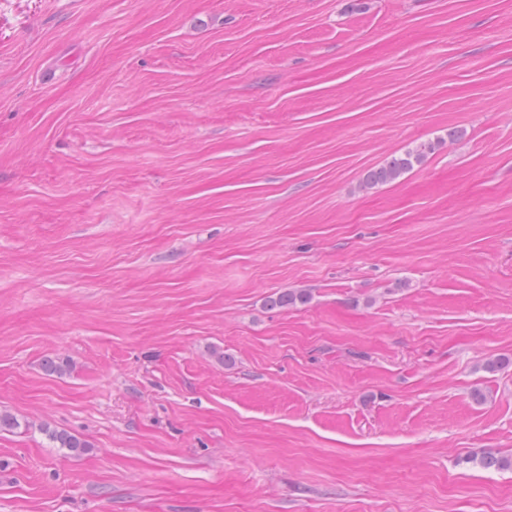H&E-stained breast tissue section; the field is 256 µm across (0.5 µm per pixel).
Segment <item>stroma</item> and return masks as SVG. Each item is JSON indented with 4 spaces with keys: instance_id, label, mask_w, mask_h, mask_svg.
Listing matches in <instances>:
<instances>
[{
    "instance_id": "1",
    "label": "stroma",
    "mask_w": 512,
    "mask_h": 512,
    "mask_svg": "<svg viewBox=\"0 0 512 512\" xmlns=\"http://www.w3.org/2000/svg\"><path fill=\"white\" fill-rule=\"evenodd\" d=\"M0 412V512H512V0H0ZM442 140H425L387 157L382 164L368 170L362 178L364 189H374L398 181L404 174L433 154Z\"/></svg>"
}]
</instances>
